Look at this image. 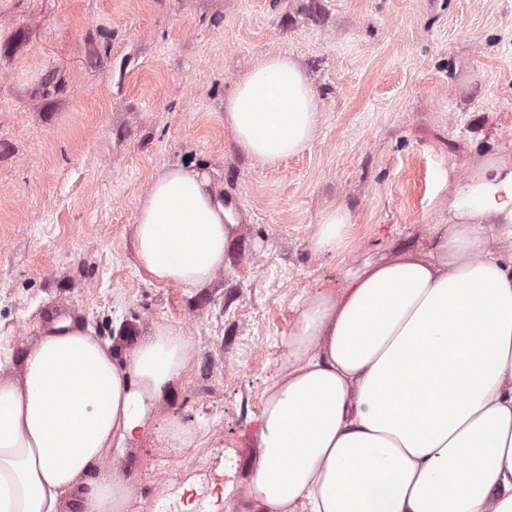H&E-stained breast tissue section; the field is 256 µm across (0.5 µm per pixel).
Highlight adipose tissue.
<instances>
[{
  "instance_id": "adipose-tissue-1",
  "label": "adipose tissue",
  "mask_w": 512,
  "mask_h": 512,
  "mask_svg": "<svg viewBox=\"0 0 512 512\" xmlns=\"http://www.w3.org/2000/svg\"><path fill=\"white\" fill-rule=\"evenodd\" d=\"M320 122L287 54L263 57L224 102L238 149L263 166L302 154ZM348 210L313 250L346 248ZM512 160L484 155L448 197L426 249L368 259L302 302L263 394L248 512H512ZM238 234L207 173L165 166L138 204L134 247L157 281L198 287ZM124 359L71 320L45 326L0 375V512H128L122 465L187 366L190 339L157 323Z\"/></svg>"
}]
</instances>
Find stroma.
<instances>
[{
    "mask_svg": "<svg viewBox=\"0 0 512 512\" xmlns=\"http://www.w3.org/2000/svg\"><path fill=\"white\" fill-rule=\"evenodd\" d=\"M272 53L305 70L321 120L304 153L262 167L224 101ZM495 152L512 159V0H0V362L62 313L117 357L123 331H183L188 366L125 468L129 512H150L168 474L207 512H240L308 293L426 246ZM174 164L207 172L239 225L203 287L153 281L134 251L138 201ZM331 207L353 221L333 256L310 245Z\"/></svg>",
    "mask_w": 512,
    "mask_h": 512,
    "instance_id": "35a3bbf8",
    "label": "stroma"
}]
</instances>
